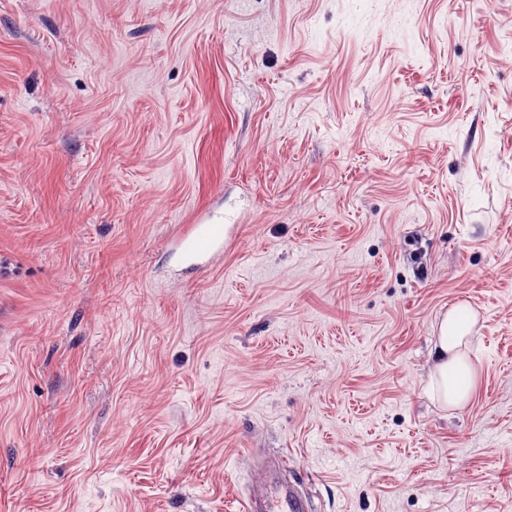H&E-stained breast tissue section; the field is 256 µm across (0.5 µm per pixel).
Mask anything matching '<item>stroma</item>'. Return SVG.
<instances>
[{
  "label": "stroma",
  "mask_w": 512,
  "mask_h": 512,
  "mask_svg": "<svg viewBox=\"0 0 512 512\" xmlns=\"http://www.w3.org/2000/svg\"><path fill=\"white\" fill-rule=\"evenodd\" d=\"M509 445L512 0H0V512H512ZM204 222L191 224L183 233L188 251L199 258L212 256L224 247V225ZM461 310V306H455L441 317L438 336L433 341L430 396L443 408L467 404L480 373L478 363L468 352L476 315ZM246 512H310L311 505L307 497L294 486H276L269 495L253 501L249 499Z\"/></svg>",
  "instance_id": "35a3bbf8"
}]
</instances>
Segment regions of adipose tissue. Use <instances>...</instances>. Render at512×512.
I'll return each mask as SVG.
<instances>
[{"label": "adipose tissue", "instance_id": "1", "mask_svg": "<svg viewBox=\"0 0 512 512\" xmlns=\"http://www.w3.org/2000/svg\"><path fill=\"white\" fill-rule=\"evenodd\" d=\"M475 326V314L464 313L457 306L440 319L430 373V396L440 407H459L471 398L480 373L468 352Z\"/></svg>", "mask_w": 512, "mask_h": 512}]
</instances>
